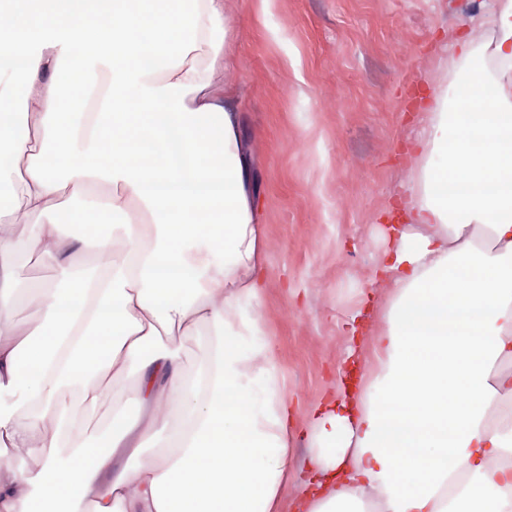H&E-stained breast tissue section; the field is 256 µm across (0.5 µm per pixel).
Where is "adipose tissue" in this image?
I'll list each match as a JSON object with an SVG mask.
<instances>
[{"mask_svg":"<svg viewBox=\"0 0 512 512\" xmlns=\"http://www.w3.org/2000/svg\"><path fill=\"white\" fill-rule=\"evenodd\" d=\"M108 2L94 28L81 0H57L24 29L22 66L0 56V112L26 121L0 128V224L23 217L61 282L31 285L43 320L14 334V241L0 235V446L51 432L37 469L0 463V512H275L291 432L262 319L242 308L262 287L264 241L240 107L213 80L233 63L224 3ZM69 75L86 91L78 122L60 119ZM465 108L437 101L412 144L409 221L387 229L376 268L393 290L377 367L356 405L339 392L308 414L305 512H512V77L495 83L480 144ZM98 183L111 193L93 196ZM66 199L121 221L66 234ZM81 249L93 268L74 263ZM203 324L214 340L190 378L184 343ZM130 369L135 399L164 406L148 429L178 453L116 471L89 456L76 418Z\"/></svg>","mask_w":512,"mask_h":512,"instance_id":"obj_1","label":"adipose tissue"}]
</instances>
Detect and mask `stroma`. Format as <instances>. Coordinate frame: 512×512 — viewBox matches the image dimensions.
<instances>
[{
	"label": "stroma",
	"instance_id": "stroma-1",
	"mask_svg": "<svg viewBox=\"0 0 512 512\" xmlns=\"http://www.w3.org/2000/svg\"><path fill=\"white\" fill-rule=\"evenodd\" d=\"M228 51L239 64L215 75L237 97L242 151L255 182L263 230L264 289L258 307L272 344L292 431L290 465L276 512H301L296 483L311 469L302 431L310 406L336 393L349 341L356 364L377 365V334L390 299L372 281L382 243V211L399 205L413 161L411 139L449 67L447 47L459 36L489 34L491 0H224ZM16 243L15 329L40 324L26 296L31 281H57L56 268L35 257L31 228L0 229ZM130 371L111 381L110 398L83 413L91 441L110 438L114 418L143 423L150 415L133 397Z\"/></svg>",
	"mask_w": 512,
	"mask_h": 512
}]
</instances>
